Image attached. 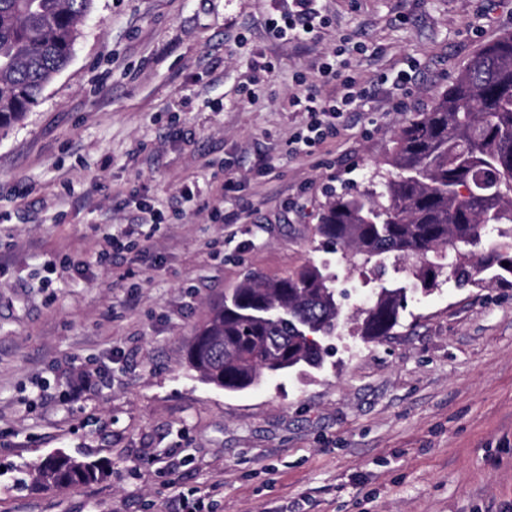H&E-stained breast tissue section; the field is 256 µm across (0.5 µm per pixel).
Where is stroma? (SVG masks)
<instances>
[{
  "label": "stroma",
  "instance_id": "obj_1",
  "mask_svg": "<svg viewBox=\"0 0 512 512\" xmlns=\"http://www.w3.org/2000/svg\"><path fill=\"white\" fill-rule=\"evenodd\" d=\"M321 5L297 43L266 26L282 0H95L69 65L0 133V512H174L178 492L208 512H512V287L418 291V258L383 272L317 233L336 194L386 176L413 113L512 32V0ZM346 37L375 52L351 76L407 71L411 106L376 83L336 138L291 153L298 82ZM259 54L275 69L257 82ZM145 204L166 223H144ZM120 229L130 249L101 257ZM308 262L346 293L323 369L244 393L199 381L185 346L225 292ZM394 276L413 295L364 342L355 313ZM85 371L91 391L66 400ZM58 450L111 474L36 484Z\"/></svg>",
  "mask_w": 512,
  "mask_h": 512
}]
</instances>
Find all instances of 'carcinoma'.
I'll return each mask as SVG.
<instances>
[{
  "mask_svg": "<svg viewBox=\"0 0 512 512\" xmlns=\"http://www.w3.org/2000/svg\"><path fill=\"white\" fill-rule=\"evenodd\" d=\"M94 0H0V130L20 121L72 58ZM380 190L329 202L318 224L328 244L384 267L432 255L416 279L425 290L448 278L476 286L512 282V32L484 46L431 107L393 139ZM509 266H503V263ZM387 281L363 311L360 335H390L407 299ZM342 293L323 265L276 279L252 278L225 294L187 347L198 379L239 393L281 374L319 371L343 319ZM35 481L64 488L98 481L109 468L58 451Z\"/></svg>",
  "mask_w": 512,
  "mask_h": 512,
  "instance_id": "carcinoma-1",
  "label": "carcinoma"
}]
</instances>
